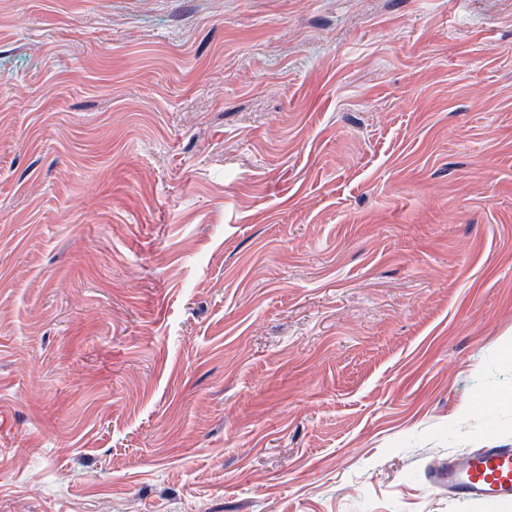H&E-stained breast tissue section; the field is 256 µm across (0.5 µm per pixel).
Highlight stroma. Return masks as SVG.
Returning a JSON list of instances; mask_svg holds the SVG:
<instances>
[{
  "instance_id": "stroma-1",
  "label": "stroma",
  "mask_w": 512,
  "mask_h": 512,
  "mask_svg": "<svg viewBox=\"0 0 512 512\" xmlns=\"http://www.w3.org/2000/svg\"><path fill=\"white\" fill-rule=\"evenodd\" d=\"M512 0H0V512H512ZM427 485L466 501H512V448L489 446L428 468Z\"/></svg>"
}]
</instances>
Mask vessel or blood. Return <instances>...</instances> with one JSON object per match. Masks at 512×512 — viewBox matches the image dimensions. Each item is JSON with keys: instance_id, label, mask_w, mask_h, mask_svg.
Listing matches in <instances>:
<instances>
[{"instance_id": "obj_1", "label": "vessel or blood", "mask_w": 512, "mask_h": 512, "mask_svg": "<svg viewBox=\"0 0 512 512\" xmlns=\"http://www.w3.org/2000/svg\"><path fill=\"white\" fill-rule=\"evenodd\" d=\"M426 480L428 486L457 499L510 502L512 448L495 445L448 457L428 469Z\"/></svg>"}]
</instances>
